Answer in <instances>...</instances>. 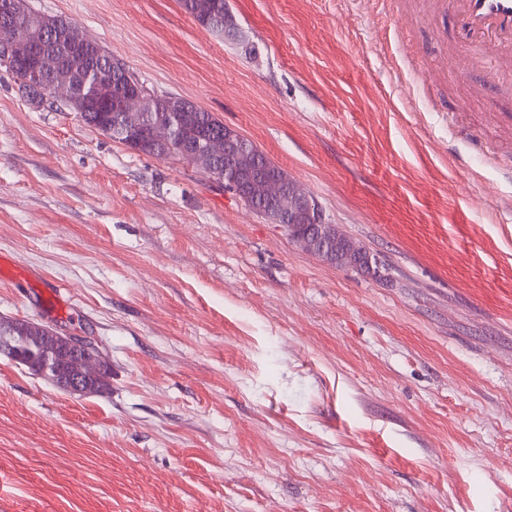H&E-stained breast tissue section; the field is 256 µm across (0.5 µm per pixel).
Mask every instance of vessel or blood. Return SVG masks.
<instances>
[{"instance_id":"obj_1","label":"vessel or blood","mask_w":512,"mask_h":512,"mask_svg":"<svg viewBox=\"0 0 512 512\" xmlns=\"http://www.w3.org/2000/svg\"><path fill=\"white\" fill-rule=\"evenodd\" d=\"M440 9L461 16L468 46L493 67L512 59V0H438Z\"/></svg>"}]
</instances>
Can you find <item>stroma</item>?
I'll return each mask as SVG.
<instances>
[{
	"label": "stroma",
	"mask_w": 512,
	"mask_h": 512,
	"mask_svg": "<svg viewBox=\"0 0 512 512\" xmlns=\"http://www.w3.org/2000/svg\"><path fill=\"white\" fill-rule=\"evenodd\" d=\"M436 0H29L251 139L376 254L301 249L175 157L0 68V316L111 389L0 356V512H512V73ZM179 3L205 29L212 32L211 22L217 21L232 36H236L237 25L225 8V0H179ZM2 317L0 318V336H9L15 351L22 356L27 362H31L32 369L21 358L12 356V361L19 364L21 362L34 375H39L52 382L53 385L64 391H71L74 394H83L84 382L79 377H69L67 380V388L61 387L56 381L50 380L54 372L58 369L60 375L86 378L89 382V392L85 395H100L109 390V366L106 358H101L97 367H90L83 361H75L69 356V351L62 344H57L53 339V329L41 322L33 319L25 318H9L10 321L6 325H2ZM47 365L48 370L45 374H39L43 366ZM68 391V392H69Z\"/></svg>",
	"instance_id": "obj_1"
}]
</instances>
